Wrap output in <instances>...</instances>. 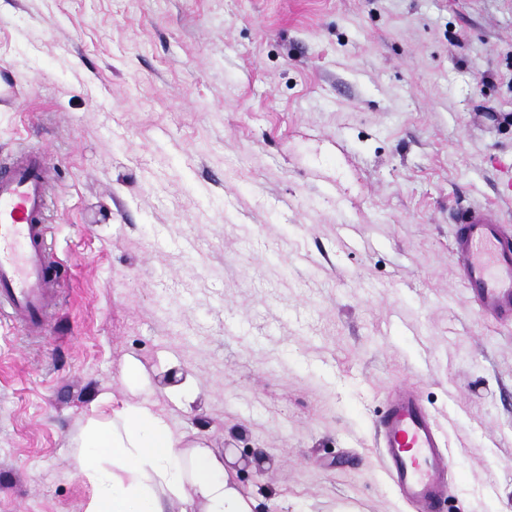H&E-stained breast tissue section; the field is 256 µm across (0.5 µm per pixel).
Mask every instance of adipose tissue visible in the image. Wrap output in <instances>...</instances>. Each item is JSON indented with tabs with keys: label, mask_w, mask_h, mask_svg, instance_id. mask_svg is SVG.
<instances>
[{
	"label": "adipose tissue",
	"mask_w": 512,
	"mask_h": 512,
	"mask_svg": "<svg viewBox=\"0 0 512 512\" xmlns=\"http://www.w3.org/2000/svg\"><path fill=\"white\" fill-rule=\"evenodd\" d=\"M78 467L93 486L84 512H171L176 501L202 512H256L221 458L200 447L184 456L164 418L145 407L88 426Z\"/></svg>",
	"instance_id": "adipose-tissue-1"
}]
</instances>
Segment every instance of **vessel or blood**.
Returning a JSON list of instances; mask_svg holds the SVG:
<instances>
[{"instance_id": "b4317fda", "label": "vessel or blood", "mask_w": 512, "mask_h": 512, "mask_svg": "<svg viewBox=\"0 0 512 512\" xmlns=\"http://www.w3.org/2000/svg\"><path fill=\"white\" fill-rule=\"evenodd\" d=\"M51 167L35 152L0 168V312L26 335H43L57 303L60 269L47 244L44 213ZM451 258L482 318L512 324V229L491 208L460 207ZM378 445L400 495L417 512H440L449 460L439 428L414 388L395 386L377 420Z\"/></svg>"}]
</instances>
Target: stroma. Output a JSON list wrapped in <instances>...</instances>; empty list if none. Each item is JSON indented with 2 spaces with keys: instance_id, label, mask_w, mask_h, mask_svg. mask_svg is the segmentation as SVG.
Instances as JSON below:
<instances>
[{
  "instance_id": "1",
  "label": "stroma",
  "mask_w": 512,
  "mask_h": 512,
  "mask_svg": "<svg viewBox=\"0 0 512 512\" xmlns=\"http://www.w3.org/2000/svg\"><path fill=\"white\" fill-rule=\"evenodd\" d=\"M0 66L64 268L45 336L0 323V512H84L80 436L128 404L257 512H415L398 383L446 512H512V325L450 257L457 205L512 221V0H0ZM378 448H384L387 472L400 495L417 512H440L447 501L449 456L439 428L414 388L395 386L388 407L377 420Z\"/></svg>"
}]
</instances>
